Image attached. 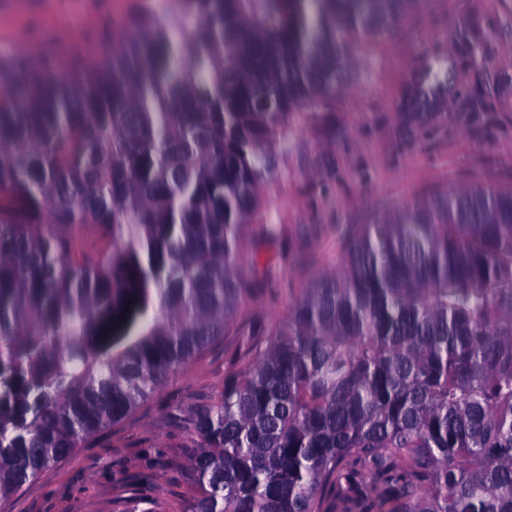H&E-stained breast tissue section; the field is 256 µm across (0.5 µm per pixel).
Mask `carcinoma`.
<instances>
[{"label": "carcinoma", "instance_id": "cac0c4a2", "mask_svg": "<svg viewBox=\"0 0 512 512\" xmlns=\"http://www.w3.org/2000/svg\"><path fill=\"white\" fill-rule=\"evenodd\" d=\"M420 4L141 0L102 67L0 52L1 498L224 335L294 116ZM191 429L188 512H331L358 478L388 483L375 512H512V188L349 237Z\"/></svg>", "mask_w": 512, "mask_h": 512}]
</instances>
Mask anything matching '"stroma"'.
<instances>
[{
  "instance_id": "obj_1",
  "label": "stroma",
  "mask_w": 512,
  "mask_h": 512,
  "mask_svg": "<svg viewBox=\"0 0 512 512\" xmlns=\"http://www.w3.org/2000/svg\"><path fill=\"white\" fill-rule=\"evenodd\" d=\"M133 0H0V50L99 65L95 34L115 27ZM331 110L301 114L279 163L281 180L263 208L284 235L246 246L243 276L273 278L241 309L266 327L287 321L293 302L335 269L346 238L363 225L438 189L479 181L512 187V0H424L394 28L354 47ZM216 345L124 421L42 471L0 512H185L195 436L171 414L224 382Z\"/></svg>"
}]
</instances>
